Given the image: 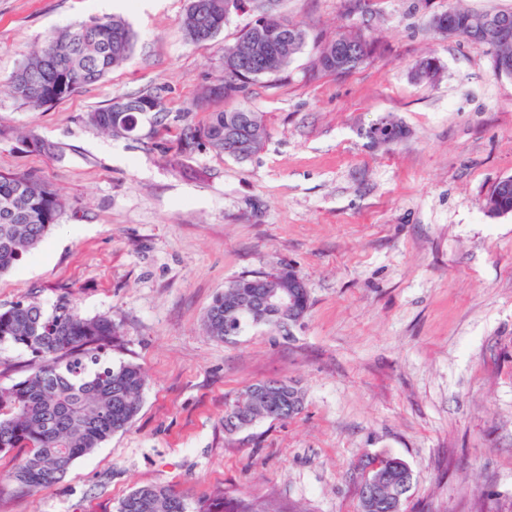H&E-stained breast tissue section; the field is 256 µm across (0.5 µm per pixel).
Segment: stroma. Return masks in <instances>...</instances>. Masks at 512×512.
Returning a JSON list of instances; mask_svg holds the SVG:
<instances>
[{"mask_svg":"<svg viewBox=\"0 0 512 512\" xmlns=\"http://www.w3.org/2000/svg\"><path fill=\"white\" fill-rule=\"evenodd\" d=\"M188 0H0V172H30L66 208L47 239L0 276V309L59 302L119 328L108 358L141 367L142 408L126 432L56 485L10 490L22 449L0 453V512H115L133 489L189 500L223 489L257 512H358L369 457L405 460L406 512H512V215L483 200L512 176V77L488 45L435 35L450 9L512 0H281L310 35L359 30L365 64L314 73L306 45L277 75L205 105L223 48L253 24L247 6L192 43ZM124 20L132 54L100 82L35 111L9 91L28 50L71 24ZM434 56L432 83L414 66ZM153 93L165 126L114 138L85 113ZM249 106L267 140L238 161L202 145L169 162L184 124ZM391 117L406 136L371 146ZM36 134L52 149L22 139ZM293 266L310 308L290 334L265 328L221 342L203 316L237 277ZM301 389L294 418L235 434L224 411L246 386Z\"/></svg>","mask_w":512,"mask_h":512,"instance_id":"35a3bbf8","label":"stroma"}]
</instances>
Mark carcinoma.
<instances>
[{
    "mask_svg": "<svg viewBox=\"0 0 512 512\" xmlns=\"http://www.w3.org/2000/svg\"><path fill=\"white\" fill-rule=\"evenodd\" d=\"M488 15L494 22L512 27V10L453 9L439 14L434 31L443 34L452 27L464 32ZM225 22L224 0H189L182 26L187 38L199 43L214 39ZM261 38L272 48L288 42V53L269 69L246 71L244 67H253L257 61L240 59L248 48V33H241L234 44L224 48V81L207 89V98L229 96L249 81L281 73L305 45L308 33L290 22L284 28L265 29ZM313 41L316 54L324 58L318 69L324 74L349 72L376 52L374 42L361 32L343 34L325 43L316 36ZM475 41L493 48L495 65L512 70V39L477 37ZM132 49L133 34L121 19L98 18L68 26L29 54L10 77L11 92L30 109H43L81 86L100 81L124 63ZM148 114L156 124L166 116L162 99L151 93L116 99L87 113L85 122L119 137ZM405 135L402 124L383 122L384 139L397 142ZM266 139L267 129L251 108L213 112L204 124L183 129L173 161L201 144L246 160L262 150ZM237 143L243 145L245 154L233 151ZM484 208L495 215L512 214V189L489 194ZM63 210L58 193L37 176L0 173V274L45 241ZM286 287L288 277L281 271L261 280L240 277L229 282L205 312L203 322L208 334L222 341L229 326L242 336L259 325L287 332L288 323L280 316L269 314L258 324L248 312L250 306L260 305L267 293ZM118 335L111 319L83 317L64 302L50 312L33 301H18L0 310V344L22 348L34 359L26 378L0 387V452L27 449L10 475L17 490L37 493L53 486L77 460L126 431L136 419L145 386L141 368L134 363L115 366L104 359V351ZM290 404L302 407L303 396L286 380L274 386L267 381L250 385L225 410L224 430L231 434L266 419L286 420L290 418ZM406 467L407 463L395 456L377 457L364 464L362 471L383 483L370 512H387L383 503L391 487L403 483ZM223 502L222 490L211 498L190 502L169 488L143 486L122 499L117 512H213Z\"/></svg>",
    "mask_w": 512,
    "mask_h": 512,
    "instance_id": "carcinoma-1",
    "label": "carcinoma"
}]
</instances>
